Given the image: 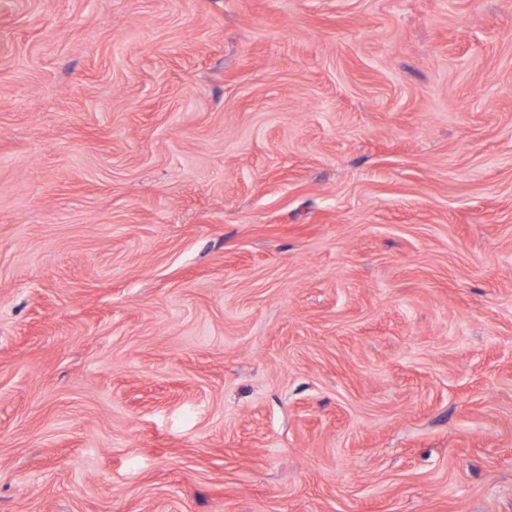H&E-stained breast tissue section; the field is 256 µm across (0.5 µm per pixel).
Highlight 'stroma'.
Masks as SVG:
<instances>
[{"label": "stroma", "mask_w": 512, "mask_h": 512, "mask_svg": "<svg viewBox=\"0 0 512 512\" xmlns=\"http://www.w3.org/2000/svg\"><path fill=\"white\" fill-rule=\"evenodd\" d=\"M0 512H512V0H0Z\"/></svg>", "instance_id": "obj_1"}]
</instances>
